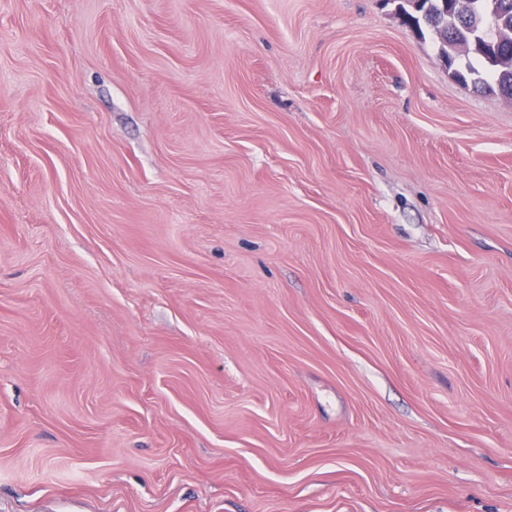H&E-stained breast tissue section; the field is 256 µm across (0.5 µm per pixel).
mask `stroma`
Returning <instances> with one entry per match:
<instances>
[{"label": "stroma", "mask_w": 512, "mask_h": 512, "mask_svg": "<svg viewBox=\"0 0 512 512\" xmlns=\"http://www.w3.org/2000/svg\"><path fill=\"white\" fill-rule=\"evenodd\" d=\"M401 0H0V512H512V99Z\"/></svg>", "instance_id": "1"}]
</instances>
